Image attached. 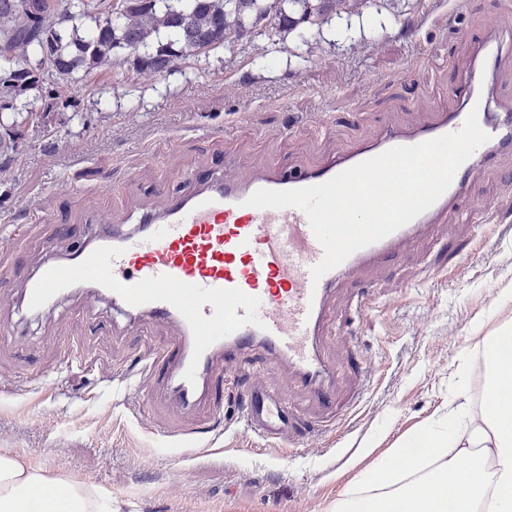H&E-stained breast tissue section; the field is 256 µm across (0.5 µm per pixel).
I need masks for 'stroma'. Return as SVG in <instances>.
Returning a JSON list of instances; mask_svg holds the SVG:
<instances>
[{
  "label": "stroma",
  "instance_id": "stroma-1",
  "mask_svg": "<svg viewBox=\"0 0 512 512\" xmlns=\"http://www.w3.org/2000/svg\"><path fill=\"white\" fill-rule=\"evenodd\" d=\"M512 0H476L448 17V0H371L308 45L260 29L228 50L168 73L123 60L77 76L48 121L57 149L26 130L0 183V251L24 279L47 243L77 246L85 215L125 225L181 176L235 154L239 176L273 165L316 166L389 126L427 122L454 107L473 39ZM462 209L389 262L331 294L320 338L340 385L332 412L290 388L272 361L257 378L300 418L319 423L284 446L238 430L237 407L188 409L156 391L140 362L167 347L168 324L123 330L124 318L82 295L34 316L0 294V454L51 477L111 490L114 512H334L377 461L451 406H479L483 345L512 323V152L476 179ZM370 304L356 314L360 295ZM192 430L189 440L170 428Z\"/></svg>",
  "mask_w": 512,
  "mask_h": 512
}]
</instances>
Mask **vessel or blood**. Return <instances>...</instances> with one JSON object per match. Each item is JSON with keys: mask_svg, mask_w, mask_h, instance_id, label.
Here are the masks:
<instances>
[{"mask_svg": "<svg viewBox=\"0 0 512 512\" xmlns=\"http://www.w3.org/2000/svg\"><path fill=\"white\" fill-rule=\"evenodd\" d=\"M506 25L491 19L474 48L476 63L456 85L461 105L426 123L389 127L315 167L270 166L238 178L196 171L181 178L162 206L143 211L136 230L97 228L77 248L47 258L23 283L22 299L38 312L77 285L108 298L129 321L146 316L173 324L176 334L156 355L164 367L159 389L183 406L221 407L216 385L224 366L259 348L281 362L298 390L335 404L336 380L318 348L330 294L365 267L397 257L414 239L446 223L490 156L512 151V96L498 94L486 56ZM476 113L488 140L458 169L427 210L385 238L353 252L313 280L323 258L306 213L259 209L246 200L260 189L285 191L327 182L397 146H414L458 131ZM247 434L269 444L297 429L277 392L253 387L241 411Z\"/></svg>", "mask_w": 512, "mask_h": 512, "instance_id": "obj_1", "label": "vessel or blood"}]
</instances>
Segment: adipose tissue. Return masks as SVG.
Listing matches in <instances>:
<instances>
[{
  "mask_svg": "<svg viewBox=\"0 0 512 512\" xmlns=\"http://www.w3.org/2000/svg\"><path fill=\"white\" fill-rule=\"evenodd\" d=\"M488 378L480 413L449 435L430 434L420 458L400 449L362 482L363 496L337 501L336 512H512V328L485 347ZM0 512H112V495L68 478H51L0 455Z\"/></svg>",
  "mask_w": 512,
  "mask_h": 512,
  "instance_id": "ef3b65f1",
  "label": "adipose tissue"
}]
</instances>
